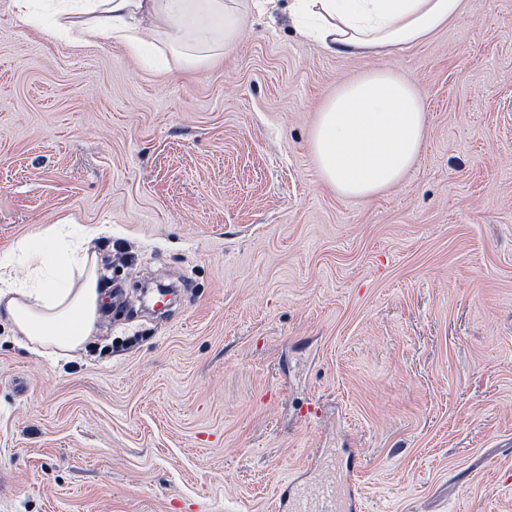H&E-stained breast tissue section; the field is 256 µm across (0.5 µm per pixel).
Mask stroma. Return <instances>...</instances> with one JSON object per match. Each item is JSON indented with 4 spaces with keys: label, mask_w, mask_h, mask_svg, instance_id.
I'll return each instance as SVG.
<instances>
[{
    "label": "stroma",
    "mask_w": 512,
    "mask_h": 512,
    "mask_svg": "<svg viewBox=\"0 0 512 512\" xmlns=\"http://www.w3.org/2000/svg\"><path fill=\"white\" fill-rule=\"evenodd\" d=\"M412 81L423 153L371 200L319 179L317 114ZM99 228L75 359L0 322V512H275L355 448L362 512H512V0L390 57L287 15L190 67L43 39L0 0V256Z\"/></svg>",
    "instance_id": "stroma-1"
}]
</instances>
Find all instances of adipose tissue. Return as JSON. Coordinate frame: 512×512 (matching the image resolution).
<instances>
[{"instance_id":"1","label":"adipose tissue","mask_w":512,"mask_h":512,"mask_svg":"<svg viewBox=\"0 0 512 512\" xmlns=\"http://www.w3.org/2000/svg\"><path fill=\"white\" fill-rule=\"evenodd\" d=\"M279 0H61L44 33L74 46L110 40L130 52L164 40L185 63L234 48L249 15ZM464 0H291L297 28L322 47L349 55L397 53L455 20ZM426 116L413 84L372 68L339 86L313 127L321 181L347 199L368 200L398 185L420 157ZM95 228L54 225L22 244L37 279L19 281L0 260V318L38 355L77 357L97 332L103 299Z\"/></svg>"}]
</instances>
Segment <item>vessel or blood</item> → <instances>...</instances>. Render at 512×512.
Returning <instances> with one entry per match:
<instances>
[{
	"label": "vessel or blood",
	"mask_w": 512,
	"mask_h": 512,
	"mask_svg": "<svg viewBox=\"0 0 512 512\" xmlns=\"http://www.w3.org/2000/svg\"><path fill=\"white\" fill-rule=\"evenodd\" d=\"M313 466L322 472V479L305 487L285 485L280 494L281 512H360L358 467L342 473L331 461L319 458Z\"/></svg>",
	"instance_id": "b4317fda"
}]
</instances>
